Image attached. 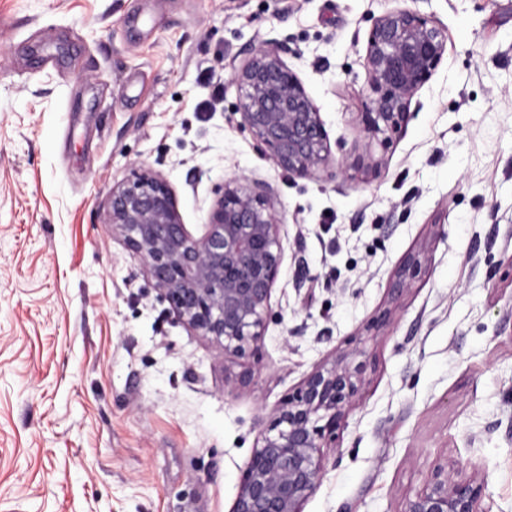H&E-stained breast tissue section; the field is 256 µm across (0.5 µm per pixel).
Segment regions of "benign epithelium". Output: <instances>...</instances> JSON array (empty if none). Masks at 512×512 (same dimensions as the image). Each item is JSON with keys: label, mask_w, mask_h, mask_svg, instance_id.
I'll return each mask as SVG.
<instances>
[{"label": "benign epithelium", "mask_w": 512, "mask_h": 512, "mask_svg": "<svg viewBox=\"0 0 512 512\" xmlns=\"http://www.w3.org/2000/svg\"><path fill=\"white\" fill-rule=\"evenodd\" d=\"M291 37L262 42L238 67V112L258 147L281 170L314 177L331 166L329 137L320 112L284 56ZM444 30L433 19L397 7L374 18L365 59L373 111L367 133L397 134L412 117L415 95L442 65ZM112 237L144 263L174 318L208 339L226 357L245 360L265 336L278 279L283 226L268 187L231 176L210 206L197 234L183 223L176 193L149 163L112 186L103 209ZM429 261L425 246L413 248L392 275L391 295L409 289ZM369 354L363 339L315 365L273 410L242 474L231 512H303L322 479L327 448L345 428L366 383ZM485 476H468L448 460L436 463L423 487L401 512H484Z\"/></svg>", "instance_id": "1"}]
</instances>
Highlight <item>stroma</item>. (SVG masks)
Masks as SVG:
<instances>
[{
    "instance_id": "stroma-1",
    "label": "stroma",
    "mask_w": 512,
    "mask_h": 512,
    "mask_svg": "<svg viewBox=\"0 0 512 512\" xmlns=\"http://www.w3.org/2000/svg\"><path fill=\"white\" fill-rule=\"evenodd\" d=\"M395 7L447 52L387 140L364 128L365 42ZM283 34L346 176L283 172L241 125L231 69ZM143 161L196 232L231 175L280 204L247 385L103 222ZM355 337L368 384L303 512H401L445 458L512 512V0H0V512H230L272 409ZM428 261L429 255L425 246L420 245L408 251L393 272L391 295L399 297L405 290L409 289Z\"/></svg>"
}]
</instances>
